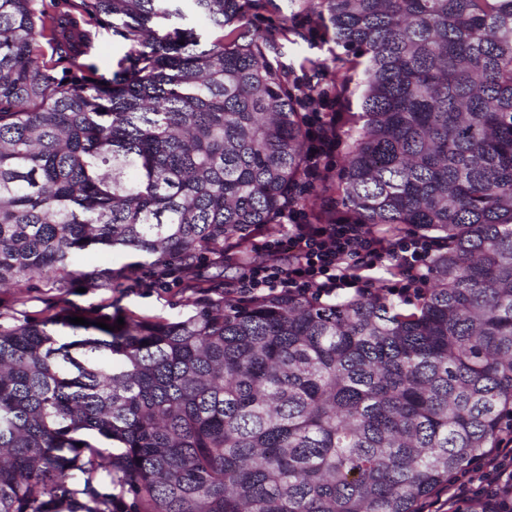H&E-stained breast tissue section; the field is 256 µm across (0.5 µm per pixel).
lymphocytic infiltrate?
<instances>
[{
  "mask_svg": "<svg viewBox=\"0 0 512 512\" xmlns=\"http://www.w3.org/2000/svg\"><path fill=\"white\" fill-rule=\"evenodd\" d=\"M335 113L312 110L308 114V164L305 176L321 177L336 146ZM280 231L271 240H258L254 248L263 253H284L287 266L262 263L240 278L235 294H289L334 298L347 291L370 292L376 282L371 274L389 268L399 270L400 280L385 281L390 295L409 297L422 288L437 243L413 231L382 234L363 224L340 220L333 224L310 223L299 207L284 209ZM512 486V453L497 456L491 470H472L448 487V499L460 504L476 497L494 498Z\"/></svg>",
  "mask_w": 512,
  "mask_h": 512,
  "instance_id": "obj_1",
  "label": "lymphocytic infiltrate"
}]
</instances>
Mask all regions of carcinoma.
Masks as SVG:
<instances>
[{
  "instance_id": "1",
  "label": "carcinoma",
  "mask_w": 512,
  "mask_h": 512,
  "mask_svg": "<svg viewBox=\"0 0 512 512\" xmlns=\"http://www.w3.org/2000/svg\"><path fill=\"white\" fill-rule=\"evenodd\" d=\"M261 0H0V288L245 261L286 206L440 245L412 307L191 284L175 318L0 323V512H420L512 411V0H289L360 76L335 176ZM209 24L203 35L189 22ZM131 44L88 63L100 30ZM184 44H179V41ZM68 329L76 339L61 341ZM95 433L120 444L99 448ZM117 485L114 494L105 480ZM462 512H512V489ZM79 259L83 270L94 272L102 279L112 270L118 271L128 264L146 261L142 256L132 252H112L101 246L88 247L81 251Z\"/></svg>"
}]
</instances>
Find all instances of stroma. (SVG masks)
Instances as JSON below:
<instances>
[{
    "label": "stroma",
    "instance_id": "obj_1",
    "mask_svg": "<svg viewBox=\"0 0 512 512\" xmlns=\"http://www.w3.org/2000/svg\"><path fill=\"white\" fill-rule=\"evenodd\" d=\"M276 8L260 10L251 19V30L271 39L276 53L272 63L292 70L303 83L329 85L340 67L339 48L323 38L314 15L297 12L288 0H276ZM289 33H282V26ZM83 270L104 277L128 264L137 269L117 288H91L86 280L75 278L57 284L41 278L31 280L24 290L0 289V322L19 324L32 317H43L59 310L91 313L116 319L128 312L175 317L183 311L188 291L183 283L166 288L150 287V270L139 267L140 257L132 252L120 253L100 246L81 251Z\"/></svg>",
    "mask_w": 512,
    "mask_h": 512
}]
</instances>
